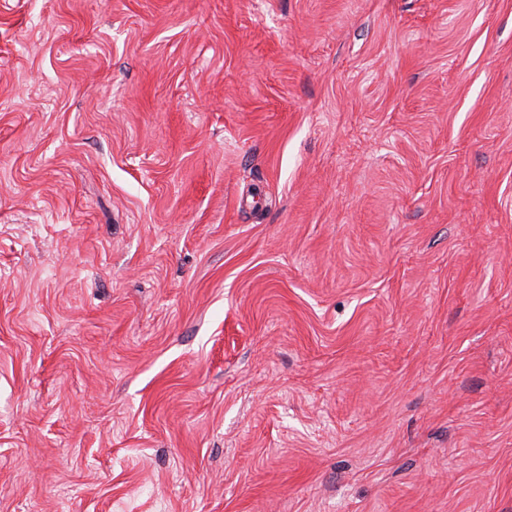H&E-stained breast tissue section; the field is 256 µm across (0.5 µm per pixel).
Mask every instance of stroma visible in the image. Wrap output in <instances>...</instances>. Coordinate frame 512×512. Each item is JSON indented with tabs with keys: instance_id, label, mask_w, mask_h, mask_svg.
Instances as JSON below:
<instances>
[{
	"instance_id": "35a3bbf8",
	"label": "stroma",
	"mask_w": 512,
	"mask_h": 512,
	"mask_svg": "<svg viewBox=\"0 0 512 512\" xmlns=\"http://www.w3.org/2000/svg\"><path fill=\"white\" fill-rule=\"evenodd\" d=\"M0 512H512V0H0Z\"/></svg>"
}]
</instances>
